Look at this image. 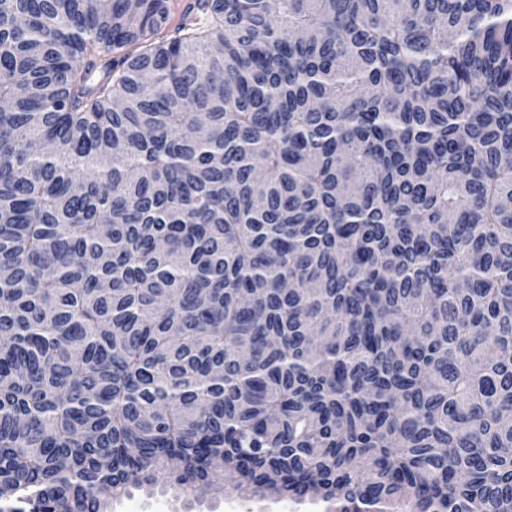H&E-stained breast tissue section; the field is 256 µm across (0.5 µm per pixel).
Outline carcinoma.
Returning a JSON list of instances; mask_svg holds the SVG:
<instances>
[{"instance_id":"obj_1","label":"carcinoma","mask_w":512,"mask_h":512,"mask_svg":"<svg viewBox=\"0 0 512 512\" xmlns=\"http://www.w3.org/2000/svg\"><path fill=\"white\" fill-rule=\"evenodd\" d=\"M0 102V512H512V0H0ZM191 503V504H190ZM109 512H326L322 502L302 504L268 496L263 500L228 491L210 493L187 501L172 490L155 487L147 494L134 490L131 496L112 501Z\"/></svg>"}]
</instances>
